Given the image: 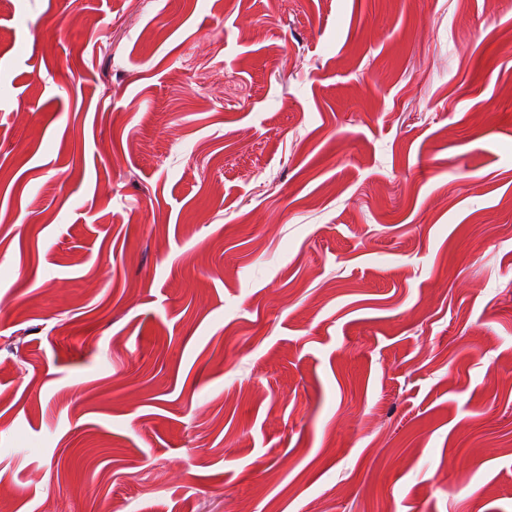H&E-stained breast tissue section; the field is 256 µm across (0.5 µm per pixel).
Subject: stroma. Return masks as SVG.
<instances>
[{
  "instance_id": "1",
  "label": "stroma",
  "mask_w": 512,
  "mask_h": 512,
  "mask_svg": "<svg viewBox=\"0 0 512 512\" xmlns=\"http://www.w3.org/2000/svg\"><path fill=\"white\" fill-rule=\"evenodd\" d=\"M17 512H512V0H0Z\"/></svg>"
}]
</instances>
